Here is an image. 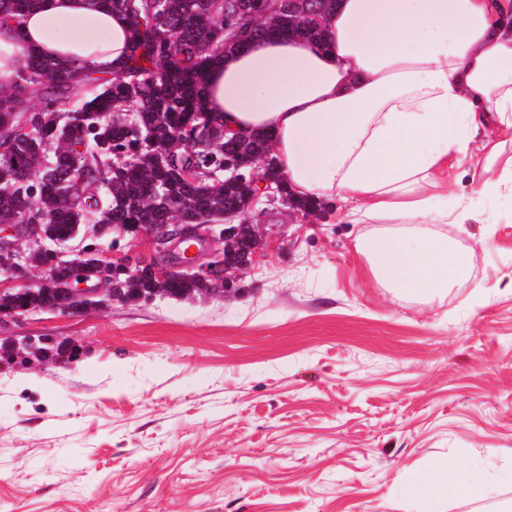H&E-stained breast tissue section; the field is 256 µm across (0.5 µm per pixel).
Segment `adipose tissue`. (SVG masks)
Masks as SVG:
<instances>
[{
	"label": "adipose tissue",
	"instance_id": "obj_1",
	"mask_svg": "<svg viewBox=\"0 0 512 512\" xmlns=\"http://www.w3.org/2000/svg\"><path fill=\"white\" fill-rule=\"evenodd\" d=\"M323 27L319 42L266 36L220 55L204 76L205 107L227 135L271 133L295 198L337 201L350 223H375L358 251L379 285L414 299L447 294L476 250L436 225L496 223L476 199L512 198V158L496 175H472L466 193L450 182L476 154L495 161L512 134V0H337ZM130 37L128 18L104 0H39L0 22V82L34 52L120 75ZM495 491L464 450L406 486L429 512Z\"/></svg>",
	"mask_w": 512,
	"mask_h": 512
}]
</instances>
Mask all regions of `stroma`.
I'll return each mask as SVG.
<instances>
[{"instance_id":"1","label":"stroma","mask_w":512,"mask_h":512,"mask_svg":"<svg viewBox=\"0 0 512 512\" xmlns=\"http://www.w3.org/2000/svg\"><path fill=\"white\" fill-rule=\"evenodd\" d=\"M469 278L403 299L365 274L368 232L271 205L227 299L159 297L0 323L73 356L0 361V512H422L411 472L469 449L512 512V200Z\"/></svg>"}]
</instances>
